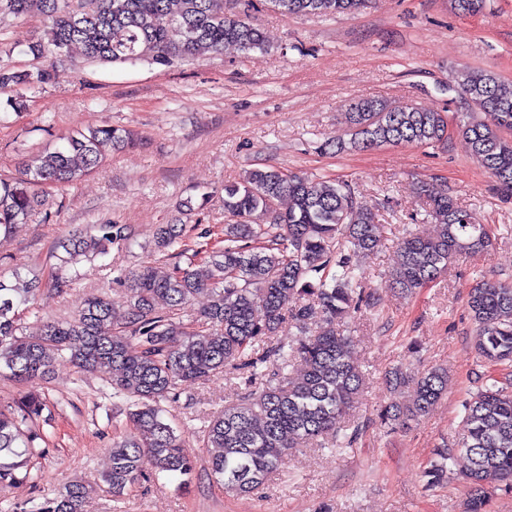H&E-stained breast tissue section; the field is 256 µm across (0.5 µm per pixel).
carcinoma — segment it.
<instances>
[{
  "mask_svg": "<svg viewBox=\"0 0 512 512\" xmlns=\"http://www.w3.org/2000/svg\"><path fill=\"white\" fill-rule=\"evenodd\" d=\"M290 18L312 15L332 19L354 14L372 0H262ZM254 0H0V23L8 17L39 16L45 37L29 46L47 63L35 72L0 69V88L33 90L57 75L56 64L74 47L89 62L169 65L220 53L227 45L242 52L261 50L265 39L252 22ZM452 81L466 119L456 132L477 162L495 179L500 193L512 196V84L485 70H459ZM349 138L338 153L367 151L402 142L421 146L448 137L446 112L411 104L364 99L348 112ZM137 144L129 131L99 125L64 137V143L26 161L17 176H0V242L17 224H26L42 205L47 189H63L97 170L114 151ZM424 219L435 234L408 232L396 241L399 262L392 285L413 293L437 281L461 258L487 253L494 234L471 221L448 190L422 188ZM288 199L286 209L279 207ZM223 244L206 259L189 248L191 234L208 238L198 224H158L153 252L174 262L156 275L142 262L125 274L127 308L115 313L108 293L88 298L74 318L51 321L40 301L74 288L76 264L130 242L125 224H96L93 232L56 243L48 255V276L19 271L0 276V376L31 390L0 408V485L33 478L45 449L44 436L30 423L50 404L39 384L64 354L78 373L103 370L102 390L112 399V418L128 434L112 443L104 490L118 499L146 477L179 476L189 483L196 459L170 421L164 404L178 385L206 380L229 370L245 376L247 393L224 405L202 429L211 476L228 495L253 492L296 448L328 435V449L349 448L355 434L338 430L362 386V372L350 357L349 338L336 325L352 312L373 306L363 284L359 258L383 243V225L360 202L349 184L323 180L277 167H258L238 182L224 185ZM200 292L208 305L185 320ZM34 318L25 323L18 311ZM468 309L475 325L476 353L492 367L512 365V286L478 283ZM296 333L279 337L283 323ZM306 366L300 378L296 363ZM393 390L410 387L412 401L379 413L382 423H405L425 415L448 392V374L434 366L416 373L389 372ZM467 432L455 448L436 450L429 482L443 480L456 454L468 461L473 488L467 512H483L484 491L495 483L512 485V391L493 375L463 405ZM88 487L75 482L46 496L28 511L13 503L0 512H83Z\"/></svg>",
  "mask_w": 512,
  "mask_h": 512,
  "instance_id": "obj_1",
  "label": "carcinoma"
}]
</instances>
